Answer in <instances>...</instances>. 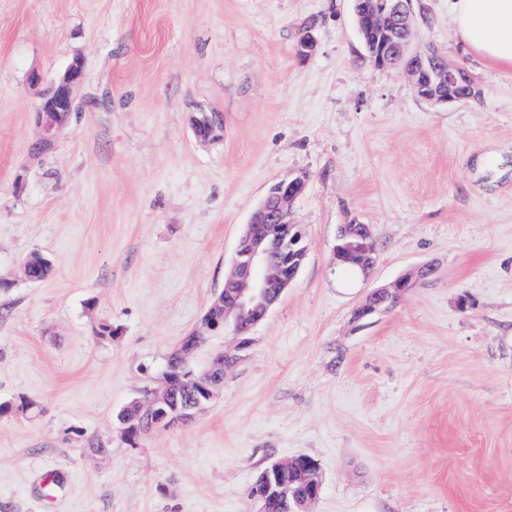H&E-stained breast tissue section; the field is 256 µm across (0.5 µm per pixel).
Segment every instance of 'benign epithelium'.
<instances>
[{
	"label": "benign epithelium",
	"instance_id": "7a95c632",
	"mask_svg": "<svg viewBox=\"0 0 512 512\" xmlns=\"http://www.w3.org/2000/svg\"><path fill=\"white\" fill-rule=\"evenodd\" d=\"M357 19V30L367 25L375 26L393 37L394 19L400 20L404 34L402 52L392 55L386 48L375 49L369 57L379 69L394 70L407 75L415 93L431 105H448L467 102L475 98L478 84L464 68L448 64L440 70L432 65L420 69L403 62L410 58L420 61L425 53L412 49L415 28L412 0H352ZM316 47L312 30L300 39L296 54L308 59ZM83 80L82 66L71 63L63 72L42 87L44 77L33 74L32 88L38 90L39 102L33 113L38 130L36 148L49 150L77 108V91ZM307 176L297 175L270 188L251 213L240 233L230 262V271L224 278V287L217 292L211 306L220 308V316L211 324L213 333L231 329L232 344L219 349L201 350V344L192 341L188 349L179 350L175 356L190 368L189 377L196 386V393L182 403L170 398L172 378L162 374L159 387L149 390L136 400L139 413L152 430L169 429L192 422L206 410L218 396L224 381L215 379V370L223 366L229 371L250 346L251 331L269 314L288 287L297 279L306 258L301 228L289 220L295 201L305 192ZM377 243L366 226L357 222L341 226L333 247L332 259L340 264H352L363 273L375 265ZM428 268L419 267L392 283L373 289L356 311L355 317L364 318L393 309L400 298L417 284L427 279ZM303 466V458L273 460L260 474L257 484L261 493L254 496L260 504L257 512H269L272 501L284 499L293 502L294 512H309L322 491L315 483L306 495L295 493L291 476Z\"/></svg>",
	"mask_w": 512,
	"mask_h": 512
}]
</instances>
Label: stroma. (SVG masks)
Segmentation results:
<instances>
[{
    "instance_id": "obj_1",
    "label": "stroma",
    "mask_w": 512,
    "mask_h": 512,
    "mask_svg": "<svg viewBox=\"0 0 512 512\" xmlns=\"http://www.w3.org/2000/svg\"><path fill=\"white\" fill-rule=\"evenodd\" d=\"M413 6L415 48L477 99L433 106L376 68L351 0H0V512H257L261 469L300 455L312 512H512V71L458 44L448 0ZM75 61L79 108L32 159L28 75ZM202 112L219 138L195 137ZM300 174L298 278L203 414L127 440L118 413ZM352 221L377 241L367 274L331 259ZM33 252L54 264L38 284ZM427 267H419L416 270L401 276L392 283L373 289L356 311V318H364L378 312H385L393 309L400 298L417 284L428 278Z\"/></svg>"
}]
</instances>
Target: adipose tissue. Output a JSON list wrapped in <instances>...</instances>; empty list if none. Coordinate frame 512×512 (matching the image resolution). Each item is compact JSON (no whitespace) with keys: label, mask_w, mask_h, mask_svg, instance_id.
Returning a JSON list of instances; mask_svg holds the SVG:
<instances>
[{"label":"adipose tissue","mask_w":512,"mask_h":512,"mask_svg":"<svg viewBox=\"0 0 512 512\" xmlns=\"http://www.w3.org/2000/svg\"><path fill=\"white\" fill-rule=\"evenodd\" d=\"M461 44L512 71V0H448Z\"/></svg>","instance_id":"ef3b65f1"}]
</instances>
